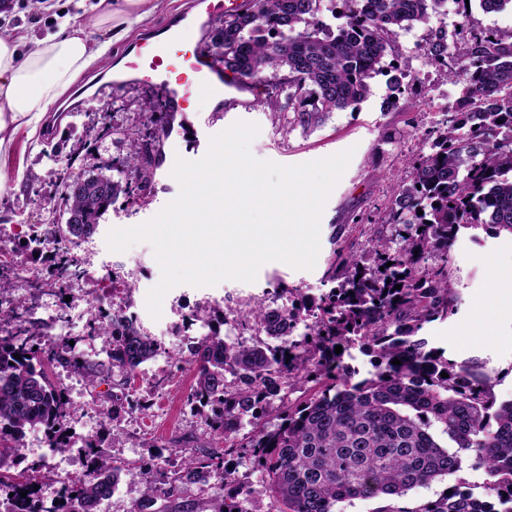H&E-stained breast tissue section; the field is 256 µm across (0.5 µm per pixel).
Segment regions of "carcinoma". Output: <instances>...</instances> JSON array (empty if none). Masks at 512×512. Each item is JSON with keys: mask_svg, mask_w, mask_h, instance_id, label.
<instances>
[{"mask_svg": "<svg viewBox=\"0 0 512 512\" xmlns=\"http://www.w3.org/2000/svg\"><path fill=\"white\" fill-rule=\"evenodd\" d=\"M317 2L248 0L245 10L224 17L219 30L224 70L238 82L268 87L272 112L287 113L288 125L305 132L335 111L357 109L371 95L369 80L383 72L386 56L401 55L395 31L430 23L444 0H370L368 13L360 0H340L347 9L335 34L323 32ZM426 52L447 58V32L431 30ZM450 78L462 84V95L414 160L411 179L394 191L391 223L402 229L394 239L367 241L374 265L348 254L345 275L321 297L275 308L260 301L239 312L237 325L250 331L264 326V339L229 343L213 327L193 346L187 401L209 409L205 425L224 440V451L186 453L177 468L166 469L110 458L89 442V470L69 480L57 503L43 507L54 483L43 460H26L17 442L27 430L43 427L49 447L69 446L73 411L48 370L69 369L95 386L116 368L126 389L136 369L165 348L121 308L90 325L107 365L72 356L21 318L0 328V512H100L120 474L134 469L144 484L138 510L144 512L202 474L235 483L225 465L232 454L248 458L262 474L263 491L278 512H335L346 500L401 498L454 474L467 451L485 471L484 495L457 486L409 511L387 505L378 512H512V400L497 402L488 375L449 360L418 337L425 324L455 312L448 263L459 232L512 234V31L473 37ZM165 133L162 125L155 129L123 162L120 178L83 174L79 193L69 188L76 177L72 165L62 169L63 200L75 223L59 245L91 234L120 196L148 197L157 165H145L144 157L159 151ZM100 183L108 185L107 193L97 192ZM355 339L376 357L375 372L358 381L343 354L335 353V346ZM395 358L401 364L393 365ZM295 383L310 385L311 394L295 405L274 406L281 385ZM274 411L278 423L269 427L264 418ZM247 415L252 430L242 436ZM25 491L28 496L19 497ZM210 512L245 510L221 497L210 500Z\"/></svg>", "mask_w": 512, "mask_h": 512, "instance_id": "cac0c4a2", "label": "carcinoma"}]
</instances>
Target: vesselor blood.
Segmentation results:
<instances>
[{"mask_svg": "<svg viewBox=\"0 0 512 512\" xmlns=\"http://www.w3.org/2000/svg\"><path fill=\"white\" fill-rule=\"evenodd\" d=\"M129 66L161 79L172 113L183 111L194 86L223 99L228 112H247L255 104L253 88L225 78L223 66L198 46L188 24L172 28L165 40L140 42Z\"/></svg>", "mask_w": 512, "mask_h": 512, "instance_id": "1", "label": "vessel or blood"}]
</instances>
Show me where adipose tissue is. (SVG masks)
Instances as JSON below:
<instances>
[{"mask_svg": "<svg viewBox=\"0 0 512 512\" xmlns=\"http://www.w3.org/2000/svg\"><path fill=\"white\" fill-rule=\"evenodd\" d=\"M26 35L0 36V148L5 132L37 129L99 51L83 28L70 20L26 50Z\"/></svg>", "mask_w": 512, "mask_h": 512, "instance_id": "adipose-tissue-1", "label": "adipose tissue"}]
</instances>
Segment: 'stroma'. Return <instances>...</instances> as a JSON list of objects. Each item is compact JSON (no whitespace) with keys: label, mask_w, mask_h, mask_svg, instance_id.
Segmentation results:
<instances>
[{"label":"stroma","mask_w":512,"mask_h":512,"mask_svg":"<svg viewBox=\"0 0 512 512\" xmlns=\"http://www.w3.org/2000/svg\"><path fill=\"white\" fill-rule=\"evenodd\" d=\"M0 16V34L19 28L26 31L30 43H37L54 31L56 17L68 16L84 25L92 39L102 34L94 28V16L88 0H7ZM157 9L143 22L130 27L108 52L76 81L70 91L49 112L45 125L35 135L19 129L0 151V232L5 233L13 250L10 263H0V278L15 282L17 294L0 297V325L10 326L18 308L17 295L29 299L26 316L51 328L58 319L70 323L68 339L72 353L106 362L101 341L88 339L89 320L103 313L97 298L111 282L122 289L116 304L124 311L136 312L140 328L161 338L166 351L141 364L137 369V394L152 400L150 409H121L115 419L105 418L103 408L112 404L111 387L101 384L93 395L80 397L85 377L68 369L52 370L51 378L65 392L74 412L71 421L75 434L70 448L51 450L43 430L27 431L22 448H36L47 464L49 475L64 482L80 473L84 438L98 439L105 455L126 460L151 461L162 456L180 462V455L166 448V441L197 437L210 443L204 418L187 402L193 384V372L184 371L188 348L179 338L165 335L167 322L177 313L193 310L217 311L232 306L234 298H264L275 301L280 285L301 289L311 297L327 291V280L340 254L363 255L367 238L388 237L392 233L389 204L400 181L412 173L411 160L422 149L444 109L453 104L462 91L461 84L448 79L447 68L429 60L421 48L431 28L447 31L453 52H462L473 31H512V9L483 11L472 4L469 13H461L455 0H446L430 24H416L397 31L395 40L408 65L409 76L396 104H389L390 90L386 75L371 81V95L356 110L337 111L315 131L284 128L281 121L264 105L265 88H256L257 104L249 112H230L221 118L222 127L242 120L259 125L260 132L250 145L252 155L282 165H297L327 157L346 149L354 154L339 183L330 194L320 222V252L313 270H296L281 262L263 265L252 283L224 280L213 286L179 285L162 302V315L152 318L145 306L147 292L160 280L161 271L149 243L141 242L127 251H110L106 235L114 227H132L153 218L179 193V185L170 167L176 155L196 151L194 139L171 134L160 148L162 159L151 186L147 204L118 200L99 226L92 251L71 248L83 275L72 279L69 288L58 291L59 275L47 256L31 258L29 239L38 225L66 219L62 201L63 186L59 174L65 165L74 172L111 173L114 161L138 151L142 135L158 126L167 112L162 90L142 81L140 75L124 69L128 55L139 40L163 33L164 25L176 15L192 8L194 0H156ZM120 81L118 92L107 85ZM137 130L134 138L109 134V126ZM451 275L457 292V311L444 320L425 324L422 333L430 345L443 348L448 359L478 367L495 380L497 400L512 399V310L502 308L480 313L478 302L493 286L495 270L512 268V235L479 232L458 236L451 250ZM38 275L40 287L28 285L31 275ZM487 324L486 336L475 332L478 324ZM483 471L474 469L472 456H465L455 474L410 490L398 499L405 512L421 502L433 500L448 489L462 485L478 491ZM219 482L198 488L190 484L178 493L157 501V512H202L206 501L225 495Z\"/></svg>","instance_id":"stroma-1"}]
</instances>
